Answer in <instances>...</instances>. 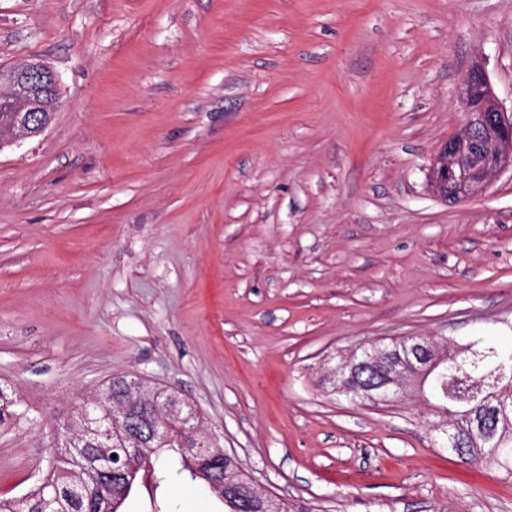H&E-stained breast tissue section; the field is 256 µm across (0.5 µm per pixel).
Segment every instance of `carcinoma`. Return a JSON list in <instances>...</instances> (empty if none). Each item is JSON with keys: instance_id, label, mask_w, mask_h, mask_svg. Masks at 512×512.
<instances>
[{"instance_id": "obj_1", "label": "carcinoma", "mask_w": 512, "mask_h": 512, "mask_svg": "<svg viewBox=\"0 0 512 512\" xmlns=\"http://www.w3.org/2000/svg\"><path fill=\"white\" fill-rule=\"evenodd\" d=\"M486 357L474 364L465 354L448 363L445 375L427 384L430 396L439 399L455 420L463 447L454 451L460 459L501 472L512 479V348L485 349ZM15 401L0 386V424L16 416ZM179 417L168 419L165 438L148 434L142 420L130 416L138 412L155 420L172 410ZM196 413L190 412L172 392L155 389L150 396L137 399L134 379H110L92 409L84 407L59 428L57 456L47 474L27 495L13 503L0 502V512H44L43 504L52 500L53 512H120L133 489L142 479L140 471L153 469L152 460L165 453L178 456L181 468L193 482H202L224 505V512H265L261 498L244 499L222 488V473L199 464L194 431ZM112 428V436L105 430ZM125 459L135 455L132 471L106 488L100 482L104 467L102 446Z\"/></svg>"}]
</instances>
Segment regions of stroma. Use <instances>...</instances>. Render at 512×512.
Returning a JSON list of instances; mask_svg holds the SVG:
<instances>
[{
	"instance_id": "35a3bbf8",
	"label": "stroma",
	"mask_w": 512,
	"mask_h": 512,
	"mask_svg": "<svg viewBox=\"0 0 512 512\" xmlns=\"http://www.w3.org/2000/svg\"><path fill=\"white\" fill-rule=\"evenodd\" d=\"M59 78L0 147V500L115 376L177 393L290 512H512V480L363 406L369 342L512 344V171L435 197L481 63L512 113V0H0V66ZM143 480L122 512H220Z\"/></svg>"
}]
</instances>
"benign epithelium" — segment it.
<instances>
[{"mask_svg": "<svg viewBox=\"0 0 512 512\" xmlns=\"http://www.w3.org/2000/svg\"><path fill=\"white\" fill-rule=\"evenodd\" d=\"M0 84L7 92L0 105L10 112L5 136L32 137L48 126L52 111L46 107L45 85L58 89L56 73L40 62L0 68ZM465 114L461 131L443 143L429 171V186L445 202L472 197L488 185L490 177L512 169V114L502 111L489 78L479 63L471 66L458 91ZM452 359L448 349L419 336H403L391 349L373 343L339 371L336 390L355 403H392L441 373ZM440 445L460 448L454 425L444 419L433 425Z\"/></svg>", "mask_w": 512, "mask_h": 512, "instance_id": "1", "label": "benign epithelium"}]
</instances>
